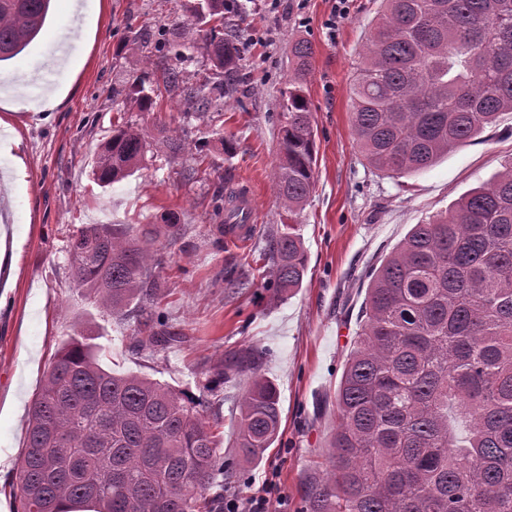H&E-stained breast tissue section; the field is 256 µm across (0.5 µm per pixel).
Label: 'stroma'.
Returning a JSON list of instances; mask_svg holds the SVG:
<instances>
[{"label":"stroma","mask_w":512,"mask_h":512,"mask_svg":"<svg viewBox=\"0 0 512 512\" xmlns=\"http://www.w3.org/2000/svg\"><path fill=\"white\" fill-rule=\"evenodd\" d=\"M195 0H53L36 41L0 67V128L13 142L0 155L8 180L0 186V454L11 464L0 481V512H13L27 411L44 369L74 332L107 330L112 359L202 395L220 407L215 430L232 462L242 382L202 393L209 368L226 351L269 350L265 374L281 395L280 436L264 459L224 477L225 498L246 500L270 490L301 512L303 487L325 468L327 438L336 425V386L359 330L367 270L413 225L448 210L464 193L489 182L512 157V112L476 141L460 145L431 169L394 177L370 168L350 120L351 77L360 63L376 0H350L328 28L333 0H251L247 36L261 42L242 54L240 93L220 110L186 116L183 93H164L151 112L119 110L113 89L133 81L162 85L168 60L159 33L174 36ZM312 43L305 91L316 129L315 188L304 210L288 217L274 195L281 91L293 73L296 40ZM149 66H142V59ZM61 77L46 112L11 94L20 80ZM147 130L135 173L103 189L89 160L117 119ZM184 144L171 154L168 137ZM246 193L255 203V231L243 245L228 242L217 194ZM307 252L302 288L274 295L262 288L260 254L287 222ZM83 224H130L155 240L161 283L159 311L181 342L134 351L139 325L104 321L76 290L68 241ZM236 264L244 287L227 285Z\"/></svg>","instance_id":"stroma-1"}]
</instances>
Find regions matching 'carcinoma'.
<instances>
[{
	"instance_id": "1",
	"label": "carcinoma",
	"mask_w": 512,
	"mask_h": 512,
	"mask_svg": "<svg viewBox=\"0 0 512 512\" xmlns=\"http://www.w3.org/2000/svg\"><path fill=\"white\" fill-rule=\"evenodd\" d=\"M51 0H0V63L45 26ZM248 5L197 0L173 64L201 49L217 84L182 89L186 114L212 112L241 87L240 24ZM314 48L292 47L282 92L279 205L294 217L315 186L316 134L303 80ZM130 106L149 112L155 90L134 82ZM512 112V0H380L351 83V122L367 164L385 174L426 170ZM142 130L112 125L91 162L102 188L132 176ZM68 256L75 285L109 320L142 324L135 348L175 336L154 318V251L128 224H83ZM264 287H302L303 239L273 236ZM360 330L336 391L327 466L305 485L303 512H512V159L452 209L416 224L366 273ZM263 353L235 351L203 384L240 379L234 448L261 461L279 438L280 392ZM202 400L112 369V351L76 334L44 370L26 421L13 512H212L224 456Z\"/></svg>"
}]
</instances>
